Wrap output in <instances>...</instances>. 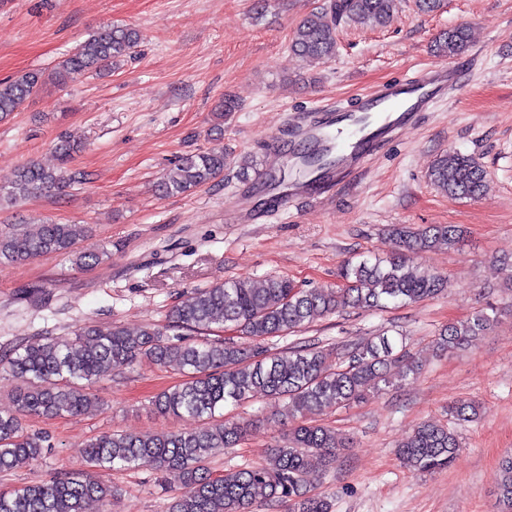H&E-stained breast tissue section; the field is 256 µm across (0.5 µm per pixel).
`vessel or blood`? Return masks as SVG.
<instances>
[{"label": "vessel or blood", "instance_id": "b4317fda", "mask_svg": "<svg viewBox=\"0 0 512 512\" xmlns=\"http://www.w3.org/2000/svg\"><path fill=\"white\" fill-rule=\"evenodd\" d=\"M463 87V66L442 64L410 78L382 83L362 96L354 109L327 103L308 112L293 113L289 119L290 144L285 149L278 143L270 144L267 168L278 166L283 154L309 149L323 163L308 167L304 177L288 183L279 191V199L316 200L330 195L346 175L360 171L375 151L415 125L436 100L459 94Z\"/></svg>", "mask_w": 512, "mask_h": 512}]
</instances>
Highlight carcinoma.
<instances>
[{
    "instance_id": "1",
    "label": "carcinoma",
    "mask_w": 512,
    "mask_h": 512,
    "mask_svg": "<svg viewBox=\"0 0 512 512\" xmlns=\"http://www.w3.org/2000/svg\"><path fill=\"white\" fill-rule=\"evenodd\" d=\"M396 0H328V5L306 16L294 28L288 48L292 56L325 60L336 56V31L346 19L372 26L389 24ZM141 40L138 29L107 25L61 60L56 68L60 82L105 75L131 55ZM463 25L441 34L436 51L448 58L468 48ZM42 85L35 71L0 81V121L9 119ZM216 144L182 156L156 184L160 197L184 194L224 178L232 166L250 167L247 157L224 152L222 129L213 128ZM83 150L67 138L57 141L60 163L45 167L33 160L22 164L13 180L0 186V210L32 198H56L86 175L67 167ZM488 172L474 157L459 152L441 155L429 179L451 198H476L486 186ZM465 234L456 224L416 228L395 224L390 230L391 255L345 263L340 284L331 288H301L286 276H270L260 288L245 278H235L195 290L188 301L175 306L164 326H148L135 334L114 324L102 329L79 327L67 336L46 337L37 343L17 345L0 358V368L21 385L13 411H0V470L28 466L42 458L47 439L27 431L24 418L47 419L77 415L98 404L93 384L114 370L138 366L178 365L184 380L157 393L151 410L162 417L188 416L199 421L192 429L150 436L130 433L102 434L86 445L87 470H63L48 483L22 486L0 493V512H82L88 500L109 503L117 490L91 476L93 471L152 467L175 472L179 491L169 498L165 512H254L272 509L284 501L290 512H333L325 496L310 495L305 482L313 473L336 464L350 447L335 427L314 423L311 417L327 407L342 408L393 384L391 367H399L400 381L420 371L408 360L397 341L387 334L370 336L336 348L289 346L279 352L268 341L298 333L309 324L347 308L383 310L389 305L418 303L441 295L448 288L442 275L423 268L416 258L438 248L451 249ZM84 224L50 220L30 236L17 229L0 232V264L57 254L77 266L100 264L107 246L88 240ZM494 318L479 312L440 330L435 346L440 351L459 350L493 325ZM232 328L238 339H210L199 332ZM259 397L285 400L294 424L272 447L264 463L246 465L216 475L208 460L224 448L239 445L251 422L224 417V407L241 405ZM482 408L475 403L448 406V417L471 421ZM461 448L454 429L426 421L416 425L398 445L400 463L413 474H431L450 466ZM497 496L501 512H512V455L499 462Z\"/></svg>"
}]
</instances>
